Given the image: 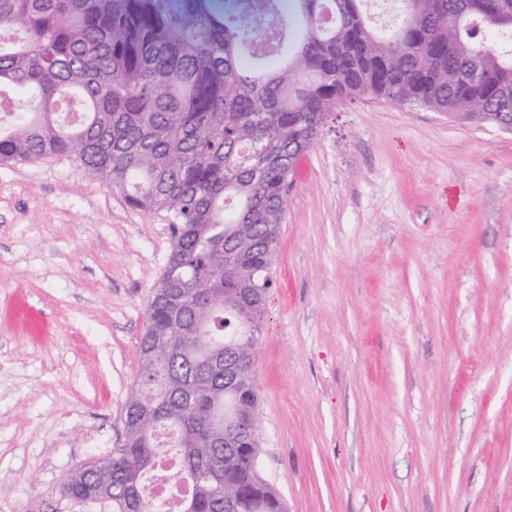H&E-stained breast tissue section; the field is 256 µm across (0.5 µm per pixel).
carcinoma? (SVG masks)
<instances>
[{
    "label": "carcinoma",
    "instance_id": "carcinoma-1",
    "mask_svg": "<svg viewBox=\"0 0 512 512\" xmlns=\"http://www.w3.org/2000/svg\"><path fill=\"white\" fill-rule=\"evenodd\" d=\"M0 0V164L73 157L174 247L120 447L65 478L112 512H286L260 472L253 376L289 177L365 97L512 115V0ZM385 59L381 74L369 63Z\"/></svg>",
    "mask_w": 512,
    "mask_h": 512
}]
</instances>
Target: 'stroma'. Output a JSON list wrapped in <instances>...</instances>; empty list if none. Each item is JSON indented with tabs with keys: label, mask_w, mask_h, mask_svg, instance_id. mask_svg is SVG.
Segmentation results:
<instances>
[{
	"label": "stroma",
	"mask_w": 512,
	"mask_h": 512,
	"mask_svg": "<svg viewBox=\"0 0 512 512\" xmlns=\"http://www.w3.org/2000/svg\"><path fill=\"white\" fill-rule=\"evenodd\" d=\"M173 245L74 158L0 165V512H112L64 478L124 439ZM274 271L258 438L288 512H512V133L340 106Z\"/></svg>",
	"instance_id": "obj_1"
}]
</instances>
